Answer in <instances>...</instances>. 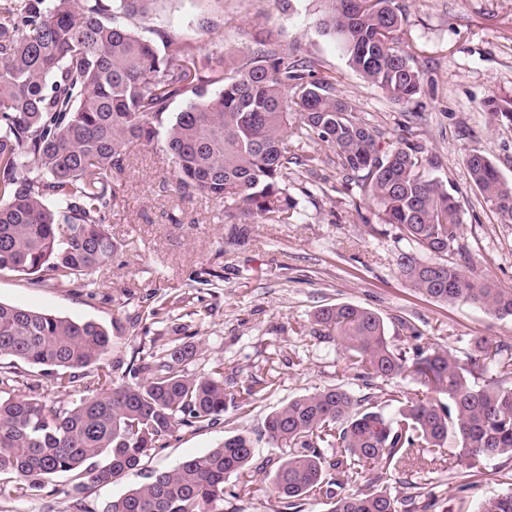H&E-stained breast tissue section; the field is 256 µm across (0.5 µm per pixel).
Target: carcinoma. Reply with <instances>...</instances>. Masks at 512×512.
<instances>
[{
	"instance_id": "carcinoma-1",
	"label": "carcinoma",
	"mask_w": 512,
	"mask_h": 512,
	"mask_svg": "<svg viewBox=\"0 0 512 512\" xmlns=\"http://www.w3.org/2000/svg\"><path fill=\"white\" fill-rule=\"evenodd\" d=\"M320 32L348 66L389 100L411 101L420 72L401 49L403 14L396 0H322ZM153 0H0V272L85 284L114 253L105 228L126 171L127 146L162 144L174 165L175 190L200 195L240 225L286 224L298 201L288 170L324 164L312 142L336 156L342 180L375 206L381 224L398 230L396 263L405 281L441 303L463 302L512 318V289L474 281L463 255L462 205L429 172L420 144L382 146V133L316 77L314 61L288 60L263 42L229 71L174 32L145 36L123 18L145 15ZM186 106L171 111L173 103ZM488 111L512 121V98L493 97ZM469 178L504 224H512V187L475 150ZM317 325L346 355L371 393L336 386L288 400L265 421L268 442L285 449L267 475L289 512L328 500L327 512H416V484L383 482L382 470L435 473L499 456L512 458V363L503 349L476 339L464 358L438 345L398 347L376 312L354 303L324 306ZM112 334L73 320L0 302V359L41 367L58 388L98 365L95 392L69 408L38 396H0V476L27 498L45 480L71 473L110 484L137 469L181 427L217 423L226 403L265 390L255 379L239 395L218 364L189 375L198 343L183 341L112 378L104 356ZM401 379L413 392L387 391ZM448 403H443L442 399ZM456 452L447 454L448 439ZM250 436L236 434L203 455L154 473L107 505L106 512H210L231 475L251 472ZM380 473L366 490L348 491L364 473ZM476 512H512V491L487 498Z\"/></svg>"
}]
</instances>
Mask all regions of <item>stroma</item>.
Masks as SVG:
<instances>
[{
	"label": "stroma",
	"mask_w": 512,
	"mask_h": 512,
	"mask_svg": "<svg viewBox=\"0 0 512 512\" xmlns=\"http://www.w3.org/2000/svg\"><path fill=\"white\" fill-rule=\"evenodd\" d=\"M405 21L400 45L422 78L420 93L397 105L363 82L335 43L317 28L320 0H156L149 14L131 19L139 31H177L203 53H221L225 67L240 63L256 41L310 58L318 74L334 78L338 96L392 143L411 128L433 176L463 204L464 243L475 279L512 288V224L501 223L474 191L464 165L485 153L512 185V122L492 119L485 103L512 97V0H396ZM212 27L202 31L199 23ZM290 193L299 215L288 224H254L237 238L219 208L175 191L171 164L156 144H131L127 169L115 189L107 230L115 245L109 265L92 273L86 287L33 284L17 273H0V302L70 319L94 320L113 336L106 356L114 380L129 366L190 337L201 350L185 366L190 374L222 364L224 377L244 390L253 379L266 389L252 403L229 402L214 426L179 429L166 447L152 451L137 470L112 484L78 483L67 474L49 479L39 495L18 499L0 493V512H104L112 498L201 455L224 436L245 433L257 461H278L280 449L262 435L266 417L289 398L336 385L355 394L365 389L335 341L315 335L312 317L321 306L350 302L390 323L393 344L410 340L395 330L404 320L424 340L463 353L483 337L512 347V319L464 303L432 301L411 288L396 264V231L374 221L371 205L356 206L336 165L317 174L291 169ZM97 371L82 369L76 388H54L41 368L17 364L4 395H41L48 405L70 407L97 387ZM423 494L436 493L448 512H475L478 503L512 489V459L455 466L438 485L412 474ZM229 477L223 500L211 512H279L263 476L248 491Z\"/></svg>",
	"instance_id": "obj_1"
}]
</instances>
